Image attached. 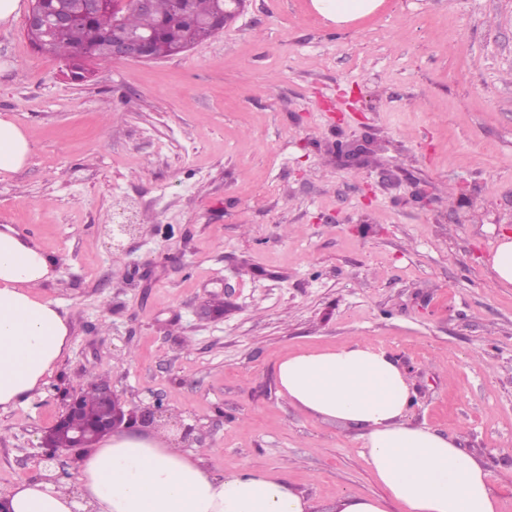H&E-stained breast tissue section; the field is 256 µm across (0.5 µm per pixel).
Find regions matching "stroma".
Segmentation results:
<instances>
[{
    "label": "stroma",
    "mask_w": 512,
    "mask_h": 512,
    "mask_svg": "<svg viewBox=\"0 0 512 512\" xmlns=\"http://www.w3.org/2000/svg\"><path fill=\"white\" fill-rule=\"evenodd\" d=\"M1 114L32 150L0 175V229L52 258L37 293L70 342L0 411V497L75 474L41 443L91 375L127 408L162 403L213 473L282 475L314 512L381 494L358 429L276 378L290 352L364 340L410 375V420L484 461L512 512V287L489 263L512 232V0H384L345 25L246 0L181 55L79 80L20 17L0 29ZM367 141L361 166L337 161ZM452 194L477 200L458 224ZM120 211L138 229L117 250Z\"/></svg>",
    "instance_id": "stroma-1"
}]
</instances>
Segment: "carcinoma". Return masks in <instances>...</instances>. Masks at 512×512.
<instances>
[{
    "label": "carcinoma",
    "instance_id": "cac0c4a2",
    "mask_svg": "<svg viewBox=\"0 0 512 512\" xmlns=\"http://www.w3.org/2000/svg\"><path fill=\"white\" fill-rule=\"evenodd\" d=\"M73 6L74 0H36V7L46 16ZM230 8L232 5L225 0H183L179 6L174 0H152L151 9L140 12L131 6L118 10L113 0H106L101 9L77 18L69 26L37 36L43 45L35 43L33 47L72 62L78 76L85 61L111 60L107 45L118 27L150 37L156 57L175 56L224 29V10ZM103 384V379H92L81 389L86 408L97 405L98 387Z\"/></svg>",
    "mask_w": 512,
    "mask_h": 512
}]
</instances>
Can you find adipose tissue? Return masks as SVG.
Masks as SVG:
<instances>
[{"instance_id":"adipose-tissue-1","label":"adipose tissue","mask_w":512,"mask_h":512,"mask_svg":"<svg viewBox=\"0 0 512 512\" xmlns=\"http://www.w3.org/2000/svg\"><path fill=\"white\" fill-rule=\"evenodd\" d=\"M30 141L0 116V173L25 165ZM52 261L10 229L0 230V410L29 400L69 344L56 304L36 288ZM281 394L312 415L360 431L364 456L384 496L340 492L334 512H500L494 475L454 438L412 424L406 372L367 341L303 349L276 368ZM10 512H311L287 479L243 467L217 475L199 455L159 434L132 431L95 446L69 481L23 482L6 498Z\"/></svg>"}]
</instances>
